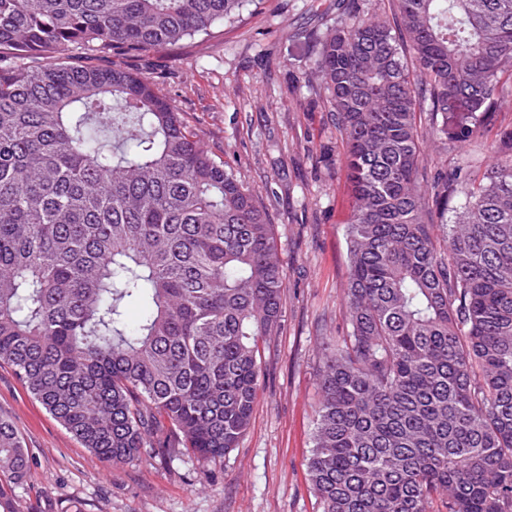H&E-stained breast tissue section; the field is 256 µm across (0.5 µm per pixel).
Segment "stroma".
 I'll return each mask as SVG.
<instances>
[{
	"instance_id": "35a3bbf8",
	"label": "stroma",
	"mask_w": 512,
	"mask_h": 512,
	"mask_svg": "<svg viewBox=\"0 0 512 512\" xmlns=\"http://www.w3.org/2000/svg\"><path fill=\"white\" fill-rule=\"evenodd\" d=\"M390 16L392 0H262L241 21L119 64L157 78L200 144L258 194L286 277L281 327L261 343L251 424L221 461L162 451L120 466L100 459L0 364V417L30 458L14 486L21 512H322L308 475L324 361L348 334L344 291L353 198L324 89L310 86L319 39L349 10ZM495 130L425 137L427 167L489 162Z\"/></svg>"
}]
</instances>
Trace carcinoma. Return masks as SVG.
I'll return each mask as SVG.
<instances>
[{
    "label": "carcinoma",
    "mask_w": 512,
    "mask_h": 512,
    "mask_svg": "<svg viewBox=\"0 0 512 512\" xmlns=\"http://www.w3.org/2000/svg\"><path fill=\"white\" fill-rule=\"evenodd\" d=\"M244 2L0 0V363L114 465L237 447L286 283L252 190L153 78L90 58L208 36ZM315 68L355 206L313 490L323 512H512V129L482 174H429L417 122L451 141L496 124L512 0L342 18ZM28 469L0 418V512Z\"/></svg>",
    "instance_id": "carcinoma-1"
}]
</instances>
